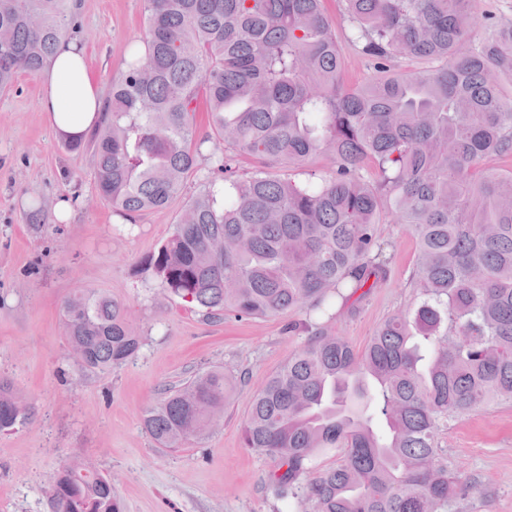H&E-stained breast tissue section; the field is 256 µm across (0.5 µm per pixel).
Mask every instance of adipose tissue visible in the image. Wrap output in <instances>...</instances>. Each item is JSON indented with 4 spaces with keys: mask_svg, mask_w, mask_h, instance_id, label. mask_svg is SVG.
<instances>
[{
    "mask_svg": "<svg viewBox=\"0 0 512 512\" xmlns=\"http://www.w3.org/2000/svg\"><path fill=\"white\" fill-rule=\"evenodd\" d=\"M40 79L45 86L42 107L58 136L81 138L102 121L100 87L75 42L58 45L51 65L41 72Z\"/></svg>",
    "mask_w": 512,
    "mask_h": 512,
    "instance_id": "1",
    "label": "adipose tissue"
}]
</instances>
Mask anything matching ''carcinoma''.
I'll return each mask as SVG.
<instances>
[{"label": "carcinoma", "instance_id": "obj_1", "mask_svg": "<svg viewBox=\"0 0 512 512\" xmlns=\"http://www.w3.org/2000/svg\"><path fill=\"white\" fill-rule=\"evenodd\" d=\"M372 71L343 81L323 0H143L145 52L112 76L90 138L100 198L131 218L167 208L197 173L204 189L147 265L189 310L216 318L323 311L342 290L390 277L377 224L387 212L418 241V298L366 348L311 335L254 393L244 447L279 461L278 483L315 512H448L462 483L442 431L512 402V23L478 0H337ZM482 22L487 37L474 40ZM78 29L73 0H0V88L37 72ZM205 108L210 134L197 136ZM327 155L297 183L274 171ZM255 162L235 175L241 156ZM68 350L106 372L140 347L126 308L81 291L64 303ZM221 369L165 392L143 425L179 449L224 410ZM28 418L0 378V431ZM331 451L336 464L316 468ZM315 473L312 479L308 474ZM57 512H120L112 480L73 461Z\"/></svg>", "mask_w": 512, "mask_h": 512}]
</instances>
